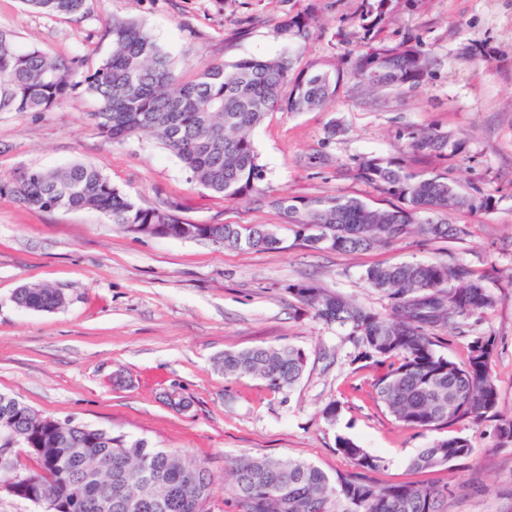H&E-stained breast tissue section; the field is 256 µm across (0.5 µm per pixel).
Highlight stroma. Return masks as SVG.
Masks as SVG:
<instances>
[{
    "mask_svg": "<svg viewBox=\"0 0 512 512\" xmlns=\"http://www.w3.org/2000/svg\"><path fill=\"white\" fill-rule=\"evenodd\" d=\"M361 0H90L81 17H52L23 0H0V31L16 45L75 60L79 72L110 51L113 19L132 18L173 59L184 78L211 63L285 55L294 71L344 67L367 43L419 37L432 74L419 87L373 92L344 77L333 103L308 112H272L253 140L265 168L263 194L227 200L197 183L153 137L113 144L75 92L50 112H0V180L31 168L94 165L137 205H171L194 224H262L282 240L246 250L205 238L132 233L93 210L39 211L0 195V393L59 422L101 428L206 462L211 509L229 496L228 459H300L328 476L352 472L336 439H352L386 465L384 484L448 486L446 512H512V445L495 444L492 422L458 424L474 453L466 465L426 471L409 461L435 439L397 422L373 383L385 367L355 360L347 330L300 304L290 285L314 281L382 312L369 267L460 261L483 276L495 298L481 317L437 331L439 353L465 363L474 337L493 336L499 409L512 414V0H388L385 23L364 39ZM316 12L309 40L278 36L288 18ZM483 41L488 61L461 54ZM339 126L329 135L330 126ZM432 129L461 143L456 160L413 153L410 135ZM367 157L405 160L417 174H439L487 210L449 219L468 227L457 240L412 235L367 252L344 254L296 238L275 207L279 198H356L379 207L389 197L355 171ZM59 289L65 304L45 312L14 301L23 287ZM261 345L301 348L307 363L292 388L228 377L215 362L227 351ZM185 399L169 404L168 393ZM338 401L335 421L324 407Z\"/></svg>",
    "mask_w": 512,
    "mask_h": 512,
    "instance_id": "stroma-1",
    "label": "stroma"
}]
</instances>
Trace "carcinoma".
Returning <instances> with one entry per match:
<instances>
[{
  "mask_svg": "<svg viewBox=\"0 0 512 512\" xmlns=\"http://www.w3.org/2000/svg\"><path fill=\"white\" fill-rule=\"evenodd\" d=\"M89 0H24L44 15L87 13ZM384 20V0H364L358 24L370 35ZM312 17L285 21L277 35L304 40ZM111 51L99 64L74 80V62L39 47L21 50L0 33V112H50L77 89L94 102L92 119L113 142L149 134L174 153L206 189L237 199L260 191L263 166L252 133L275 110L304 112L334 101L340 71L312 68L291 78L286 56L240 59L209 64L184 79L152 35L133 19L112 20L107 30ZM350 74L371 90H399L424 82L431 68L429 54L415 39L394 45L367 44L347 61ZM288 94H283L285 87ZM410 147L422 155H441L447 140L433 131L411 137ZM356 175L375 185L398 204L382 208L339 196L316 198L300 205L279 198L296 237L317 246L328 237L332 250L355 254L390 244L416 232L428 239H460L467 228L448 221L462 208L488 209L491 199L475 201L445 177L425 176L401 162L366 158ZM0 194L41 211L95 210L112 223L183 224L169 207L134 204L94 166L74 163L53 169H30L8 182ZM263 225L224 224L211 235L239 249L274 250ZM371 288L386 296L391 311L378 313L315 282L288 288L315 317L348 329L355 359L387 364L374 383L377 399L405 427L450 428L462 421L475 424L497 418L494 435L512 445V416L498 411L492 373L495 339L476 336L460 365L435 349L433 330L482 315L495 298L483 278L468 266L448 261L402 262L366 270ZM15 302L33 310H53L64 297L54 288H22ZM306 355L288 346H257L227 351L218 368L231 376L262 379L273 389L292 388L302 377ZM0 453L13 455L0 474L16 476L19 450L40 448L41 471L27 474L28 490L44 488L56 495L55 512H211L212 474L206 463L144 439L73 423L50 425L45 416L0 394ZM336 449L355 471L330 477L300 459L269 456L234 458L230 496L235 512H444L448 488L428 484L386 485L371 478L385 466L352 439L338 437ZM470 440L461 435L435 439L410 461L416 470L472 457Z\"/></svg>",
  "mask_w": 512,
  "mask_h": 512,
  "instance_id": "obj_1",
  "label": "carcinoma"
}]
</instances>
